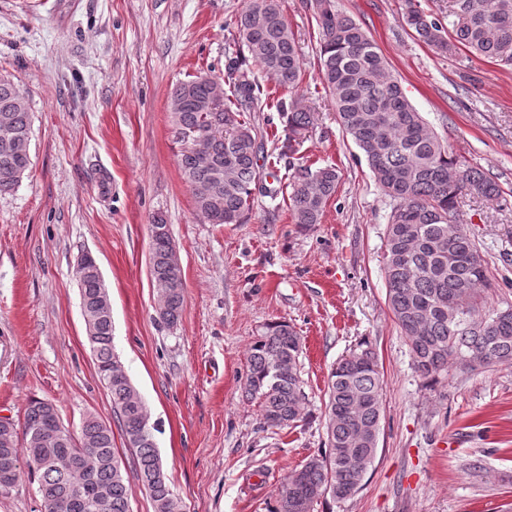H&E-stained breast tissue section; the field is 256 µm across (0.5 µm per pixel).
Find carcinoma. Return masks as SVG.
<instances>
[{"mask_svg":"<svg viewBox=\"0 0 512 512\" xmlns=\"http://www.w3.org/2000/svg\"><path fill=\"white\" fill-rule=\"evenodd\" d=\"M405 21L415 37L439 54L465 48L487 60L512 65V0H455L448 26L406 0ZM320 35V80L334 97L343 131L363 152L393 203L385 229L386 299L415 369L435 378L455 365L463 370L512 363V305L480 306L486 286L485 261L475 240L460 224L452 226L463 195L492 198L498 184L448 152L434 129L406 97L387 59L361 24L336 9L335 0H314ZM239 51L229 59L231 96L205 74L179 83L170 112L176 139L205 137L198 148H181L179 165L197 212L211 224H243L256 193L267 189L258 166L259 145L244 120L261 102L263 88L254 64L279 87L298 88L302 80L299 45L278 0H253L237 20ZM8 74H0V193L19 185L31 165L32 112ZM277 111L288 131L286 148L312 123L302 100L282 99ZM339 175L328 165H300L289 182V207L305 228L321 223L336 194ZM167 224H152L150 274L160 293L158 311L169 324L183 307L181 270L171 263ZM78 278L82 316L112 411L154 512H182L170 489L158 453L148 408L115 352L112 304L96 257L82 252ZM301 338L286 323H273L249 347L245 392L259 400L263 425L277 429L302 418L306 395L300 374ZM382 379L377 357L367 344L341 358L328 382L327 448L292 471L278 491L275 512H312L320 497L345 500L355 495L372 466L382 416ZM93 462L77 470L72 459ZM18 462L8 495L27 473L37 480L43 512H99L102 492L107 512H130L133 493L126 465L116 452L112 427L94 415L82 421L77 437L49 401H28L22 424L0 423V464Z\"/></svg>","mask_w":512,"mask_h":512,"instance_id":"1","label":"carcinoma"}]
</instances>
